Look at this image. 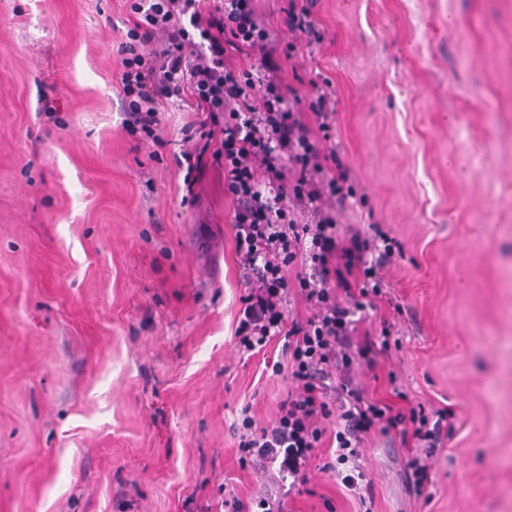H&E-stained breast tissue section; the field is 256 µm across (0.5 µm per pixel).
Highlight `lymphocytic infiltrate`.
Instances as JSON below:
<instances>
[{"instance_id":"1","label":"lymphocytic infiltrate","mask_w":512,"mask_h":512,"mask_svg":"<svg viewBox=\"0 0 512 512\" xmlns=\"http://www.w3.org/2000/svg\"><path fill=\"white\" fill-rule=\"evenodd\" d=\"M132 25L121 56V93L128 133L156 138L160 107L171 98L193 101L203 126L218 137L216 156L224 160V190L234 202L232 227L240 276L248 289L242 299L234 339L244 353L283 339L286 365H273L290 384L277 419L266 426L246 422L238 450L242 463L274 468L289 491L306 483V470L333 435L336 448L326 468L356 499L372 495V481L360 463L364 433L398 435L414 448L408 462L417 495L429 484L421 457L443 447L448 411L426 414L397 386L381 398L355 385L354 359L377 367L388 353L391 328L360 332L383 294L378 269L392 263L396 244L378 233L370 244L359 231L339 232L330 202H344L349 171L335 154L317 150L312 131H329L334 101L318 90L303 104L296 87L285 83L279 68L265 60L266 89L250 97L248 69L225 62V35L239 52H266L270 30L259 23L254 0H133ZM161 38V48L143 53L145 41ZM296 175L293 195L318 216L317 223L297 224L276 208L268 194L283 169ZM332 177H325V170ZM298 268L289 279L290 268ZM297 293L310 316L287 319L289 293ZM335 432H328V425Z\"/></svg>"}]
</instances>
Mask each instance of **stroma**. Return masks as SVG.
Returning a JSON list of instances; mask_svg holds the SVG:
<instances>
[{"label": "stroma", "mask_w": 512, "mask_h": 512, "mask_svg": "<svg viewBox=\"0 0 512 512\" xmlns=\"http://www.w3.org/2000/svg\"><path fill=\"white\" fill-rule=\"evenodd\" d=\"M132 0H0V512H231L276 497L241 468L244 417L274 421L280 345L233 332L239 280L224 164L175 157L192 107L166 104L161 143L123 127ZM257 0L285 82L331 93L321 152L351 170L336 224L401 246L368 321L396 339L394 374L452 431L429 498L398 436L359 452L371 512H512V0H317L320 40ZM291 512H364L324 465Z\"/></svg>", "instance_id": "1"}]
</instances>
